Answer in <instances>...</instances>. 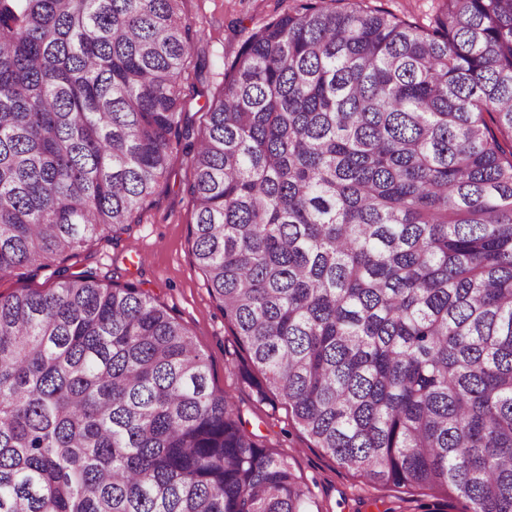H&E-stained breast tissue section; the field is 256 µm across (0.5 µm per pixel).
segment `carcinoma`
I'll list each match as a JSON object with an SVG mask.
<instances>
[{
    "mask_svg": "<svg viewBox=\"0 0 512 512\" xmlns=\"http://www.w3.org/2000/svg\"><path fill=\"white\" fill-rule=\"evenodd\" d=\"M186 0H0V278L193 169L188 240L296 423L373 486L512 512V0H296L192 125ZM0 296V512H328L133 283ZM371 6L382 7L387 11L411 20L422 22L437 10L439 0H371Z\"/></svg>",
    "mask_w": 512,
    "mask_h": 512,
    "instance_id": "1",
    "label": "carcinoma"
}]
</instances>
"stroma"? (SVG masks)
<instances>
[{
  "instance_id": "stroma-1",
  "label": "stroma",
  "mask_w": 512,
  "mask_h": 512,
  "mask_svg": "<svg viewBox=\"0 0 512 512\" xmlns=\"http://www.w3.org/2000/svg\"><path fill=\"white\" fill-rule=\"evenodd\" d=\"M294 0H187L185 14L199 26L205 61H192L182 97L194 112V127L205 121L199 109L221 80L224 62L252 32L287 11ZM192 179L188 158L176 154L152 205L139 213L117 238L97 237L55 266L96 272L103 283H132L170 308L191 332L207 358L215 389L229 393L244 425L280 449L330 512H467L459 498L405 495L401 490L364 486L362 478L340 467L316 448L295 424L287 405L257 402L255 389L241 373L249 359L210 294L188 244L191 205L186 187Z\"/></svg>"
}]
</instances>
